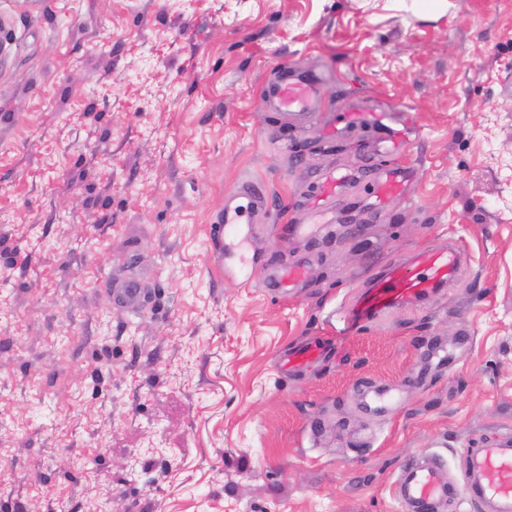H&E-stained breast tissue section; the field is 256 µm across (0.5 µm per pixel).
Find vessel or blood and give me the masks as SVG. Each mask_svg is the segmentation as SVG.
Masks as SVG:
<instances>
[{
    "label": "vessel or blood",
    "mask_w": 512,
    "mask_h": 512,
    "mask_svg": "<svg viewBox=\"0 0 512 512\" xmlns=\"http://www.w3.org/2000/svg\"><path fill=\"white\" fill-rule=\"evenodd\" d=\"M325 80L326 73L321 69L310 72L289 70L269 87V105L273 111L289 112L295 119L310 117L324 106L321 90ZM345 114L343 126L327 128L329 137L370 126L379 130L380 143L386 153L396 156L405 148L411 128L402 115L373 111L359 100L349 101ZM405 180L403 168L388 166L376 181L377 198L400 193ZM265 203L264 193L257 188L244 191L242 196L228 198L223 218L211 227L212 237L236 250H243L251 238L249 214ZM459 262V250L450 247L417 253L410 268L401 263L389 266L372 283L377 294L375 313L422 300L449 285ZM305 274L300 265L282 267L273 286L278 293L287 294ZM324 354V344L303 343L289 350L280 367L285 372H299L323 358ZM392 493L402 512H443L452 498L464 503L467 512H512V437H503L486 446L468 447L464 478L455 485L448 482L436 457L421 455L413 458L400 468L392 483Z\"/></svg>",
    "instance_id": "vessel-or-blood-1"
}]
</instances>
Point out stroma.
Masks as SVG:
<instances>
[{
	"instance_id": "35a3bbf8",
	"label": "stroma",
	"mask_w": 512,
	"mask_h": 512,
	"mask_svg": "<svg viewBox=\"0 0 512 512\" xmlns=\"http://www.w3.org/2000/svg\"><path fill=\"white\" fill-rule=\"evenodd\" d=\"M509 30L512 0H0V512H401L406 460L455 484L512 435ZM319 66L322 112L271 111ZM356 96L412 127L383 201L375 131L326 140ZM251 184L248 285L209 226ZM451 244V285L339 318ZM313 339L324 359L282 375ZM406 175L404 169L397 165L385 168L376 181L375 190L378 200L400 193L403 190ZM305 268L301 265L284 266L282 267L273 283V288H276L279 294H288V288H292L297 282L305 278Z\"/></svg>"
}]
</instances>
